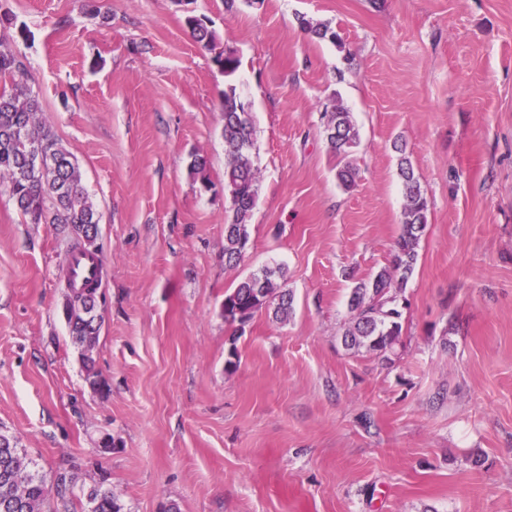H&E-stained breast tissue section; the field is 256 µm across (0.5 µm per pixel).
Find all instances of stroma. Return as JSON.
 <instances>
[{"mask_svg": "<svg viewBox=\"0 0 512 512\" xmlns=\"http://www.w3.org/2000/svg\"><path fill=\"white\" fill-rule=\"evenodd\" d=\"M98 3L0 0V43L25 55L101 216L106 384L87 385L62 313L68 236L0 192V429L48 480L107 474L127 512H512V0H194L241 61L229 79L178 0ZM21 25L32 38L13 43ZM230 83L260 172L235 266ZM335 98L359 132L350 191L322 133ZM397 140L429 216L388 366L342 334L400 233ZM276 266L292 314L233 336L225 293ZM107 433L117 448L98 447Z\"/></svg>", "mask_w": 512, "mask_h": 512, "instance_id": "35a3bbf8", "label": "stroma"}]
</instances>
